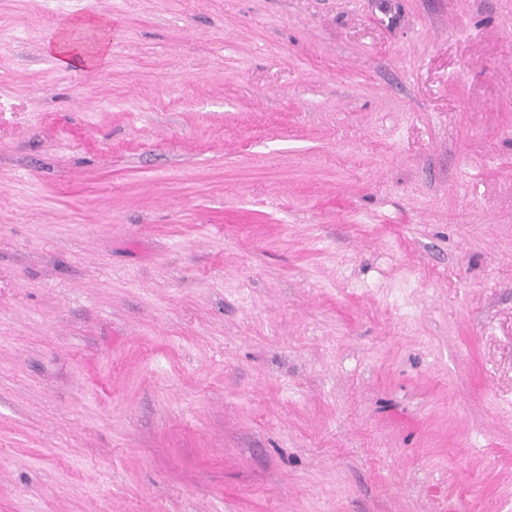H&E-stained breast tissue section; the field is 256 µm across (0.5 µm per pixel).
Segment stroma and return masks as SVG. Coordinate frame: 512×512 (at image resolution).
<instances>
[{
	"instance_id": "obj_1",
	"label": "stroma",
	"mask_w": 512,
	"mask_h": 512,
	"mask_svg": "<svg viewBox=\"0 0 512 512\" xmlns=\"http://www.w3.org/2000/svg\"><path fill=\"white\" fill-rule=\"evenodd\" d=\"M0 512H512V0H0ZM108 39L102 40L93 53H89L82 45L72 42L64 36L58 37L48 44V50L53 53L56 62L63 68L89 66L107 56Z\"/></svg>"
}]
</instances>
